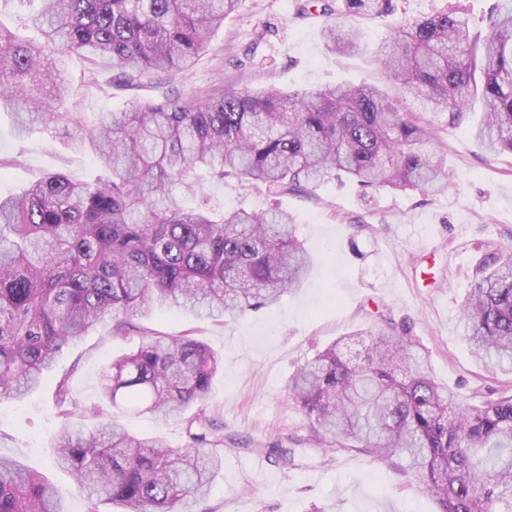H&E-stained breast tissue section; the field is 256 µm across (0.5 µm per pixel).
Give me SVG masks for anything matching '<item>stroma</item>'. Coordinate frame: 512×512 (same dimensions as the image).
Listing matches in <instances>:
<instances>
[{
    "label": "stroma",
    "mask_w": 512,
    "mask_h": 512,
    "mask_svg": "<svg viewBox=\"0 0 512 512\" xmlns=\"http://www.w3.org/2000/svg\"><path fill=\"white\" fill-rule=\"evenodd\" d=\"M495 0H394L392 15L360 21L359 50L331 52L322 21L298 12L300 0H239L215 32L209 51L185 74H155L134 89L112 82V72L91 71L77 54L66 59L70 83L60 109L109 112L131 99L156 100L244 80L287 92L343 82L382 85L378 51L402 17L461 6L473 30L484 29ZM438 146L452 175L437 193L381 191L358 196L332 180L308 195H269L263 185L207 181L212 205L255 211L278 205L296 219L312 256L307 278L271 307L238 317L207 319L176 308L135 318L127 339L112 336L111 321L93 326L64 349L39 387L20 399L0 400V454L47 476L66 512H87V498L71 475L56 467L52 444L63 417L55 403L67 381L78 407L101 402L100 373L112 358L131 352L146 336L190 335L222 360L204 403L223 436L224 468L206 502L210 512H439L419 480L364 453H325L288 395L298 366L335 339L358 331L343 347L361 362L371 345L366 329L381 316L407 325L414 349L435 380L461 401L477 400L505 385L512 371L475 356L457 321L474 268L488 248L512 247V153L491 155L474 140L470 124L441 127ZM99 169L91 151L68 147L61 133L35 131L19 138L9 112H0V194H15L50 172L89 179ZM115 417L135 435L173 447L186 442L185 426L121 409ZM274 444L292 450L293 466L265 461Z\"/></svg>",
    "instance_id": "35a3bbf8"
}]
</instances>
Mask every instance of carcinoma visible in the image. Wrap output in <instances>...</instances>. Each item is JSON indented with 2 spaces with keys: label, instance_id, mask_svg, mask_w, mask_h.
<instances>
[{
  "label": "carcinoma",
  "instance_id": "cac0c4a2",
  "mask_svg": "<svg viewBox=\"0 0 512 512\" xmlns=\"http://www.w3.org/2000/svg\"><path fill=\"white\" fill-rule=\"evenodd\" d=\"M37 5L32 36L0 25V109L17 135L61 130L110 171L95 183L52 172L19 195L0 197V399L35 389L59 353L112 317L123 338L133 318L169 304L209 316L277 304L311 266L288 211H217L198 195L207 179L261 183L274 196L311 193L336 177L363 193L435 192L449 178L433 126L469 119L490 154L512 153V0L492 8L473 33L452 10L403 20L380 61L394 94L350 83L286 94L244 86L170 95L120 112L61 111L65 58L112 70L127 88L154 71H184L209 50L237 0H20ZM393 0H305L323 20L328 48L360 46L347 17L376 18ZM473 352L512 362V247L473 272L459 311ZM363 361L343 358L341 341L301 366L288 393L316 443L358 449L417 472L439 512H512V388L461 406L412 354L408 328L383 317ZM220 359L188 335L152 336L109 362L102 400L185 423L172 448L129 433L114 418L89 428L71 422L66 381L56 401L66 418L52 448L56 464L88 495L119 512H207L224 456L211 444L203 409ZM194 413H189L190 409ZM0 512H65L46 477L0 455Z\"/></svg>",
  "mask_w": 512,
  "mask_h": 512
}]
</instances>
